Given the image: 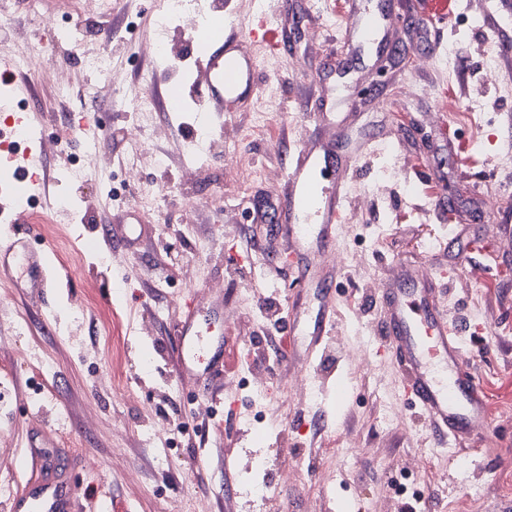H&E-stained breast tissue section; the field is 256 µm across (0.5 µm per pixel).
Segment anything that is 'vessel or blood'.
Instances as JSON below:
<instances>
[{
    "label": "vessel or blood",
    "instance_id": "b4317fda",
    "mask_svg": "<svg viewBox=\"0 0 512 512\" xmlns=\"http://www.w3.org/2000/svg\"><path fill=\"white\" fill-rule=\"evenodd\" d=\"M423 39L430 54L443 45V34L467 8L466 0H422ZM290 0H259L257 15L240 23L218 22L199 35L206 49L193 93L205 111L233 114L239 105L257 95L260 64L254 51L261 44L275 48L279 19L288 13ZM398 23L397 12L363 9L361 0H347V11L337 29L344 45L382 47L387 32ZM482 32L491 37L496 63L503 76H512V0H488L481 14ZM308 123L315 134L284 162L285 183L271 200L266 214L288 241L282 262L294 265L300 282L314 286L321 298L309 334V350L317 352L336 327L333 280L341 272L336 264V243L342 233V213L349 203V185L359 160L372 148L371 139L346 147L349 125L332 112H310ZM141 222L121 228L102 227L100 235L112 247L124 246L140 234ZM35 226L20 238L0 240V273L27 280L44 291L49 283L41 258L27 244ZM443 273L425 269L423 263L395 262L390 277L376 294L382 316L379 333L403 368L404 386L420 411L425 426L443 445L471 449L493 427L481 382L474 364L453 336L448 314L438 299ZM224 311V293L208 290L197 317L178 321L175 334L180 344L178 373L194 378L200 371L198 350L224 358V343L205 336L204 326ZM51 436L41 440L43 465L21 459L31 474L25 486L8 496L6 512H71L70 491L50 465Z\"/></svg>",
    "mask_w": 512,
    "mask_h": 512
}]
</instances>
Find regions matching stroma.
Instances as JSON below:
<instances>
[{
	"instance_id": "1",
	"label": "stroma",
	"mask_w": 512,
	"mask_h": 512,
	"mask_svg": "<svg viewBox=\"0 0 512 512\" xmlns=\"http://www.w3.org/2000/svg\"><path fill=\"white\" fill-rule=\"evenodd\" d=\"M114 7L87 12L85 0H47L30 11L14 0L0 13V53L20 55L45 47L31 87L9 97L0 88V120L17 111L30 115L38 134L34 150L51 176L48 193L27 190L33 206L51 221L46 267L53 286L39 302L0 274V498L22 488L28 477L21 458L29 455L32 413L41 412L56 431L60 447L76 461L68 479L78 512H280L290 498L292 512H369L382 499L387 512H399L404 493L422 494L428 512H457L464 484L483 491L482 512L512 500V232L492 233L472 221L460 236L445 241L450 217L464 211L481 183L499 190L512 185V79L488 81L484 58L492 50L480 29L479 12L456 20L445 39L455 49L454 68L443 56L432 67L412 65L423 43L419 0H394L404 16L387 56L367 51L353 57L340 82L351 111L359 118L353 137L374 136L373 154L349 190L346 225L339 255L362 253L359 266H346L335 286L337 328L315 360V398L295 390L297 367L287 360L288 337L268 344L270 328L255 309L261 294L273 291L287 304L297 300L292 271L274 260L264 225L249 224L244 210L257 190L277 193L284 183L264 179L281 170L296 145L304 117L297 105L308 86L305 65L313 57L340 53L336 24L346 0H308L311 17L288 24L285 50L261 55V93L249 111L231 119L200 112L191 85L204 50L188 46L173 29L179 55L159 61L134 57L130 43L151 38L160 0H113ZM51 15L80 29L79 42L50 46L35 21ZM112 57L109 72L81 66L85 55ZM71 73L68 95H60L55 73ZM157 85H175L182 109L144 112L127 101L118 112L112 100L133 94L142 72ZM470 112L463 123L436 116L439 98ZM271 113L267 131L254 126L256 111ZM99 127L104 145L91 149L82 135L61 139L60 130L79 116ZM206 124L211 132L207 157L198 160L190 130ZM147 133L146 147L161 160L146 167L143 179L157 192L143 202L134 186L108 189L99 173L119 165L130 151L127 130ZM403 141L388 139L389 127ZM233 153L241 174L224 178V155ZM83 180H67L72 163ZM199 165L197 181L184 170ZM444 173L447 193L429 180L395 178L394 166ZM382 195H370L372 185ZM209 194L217 207L185 208L187 195ZM131 210L149 219L137 245L112 249L97 241L101 226ZM205 252H198V244ZM80 261L66 267V255ZM432 257L456 270L440 302L448 323L476 364L494 421L478 447L469 451V470L449 464L446 448L436 446L417 409L401 389V371L383 350L378 333L380 308L374 283L399 259ZM224 284V311L232 325H212L228 349L250 350L257 361L223 376L211 390L181 379L175 369L174 325L215 282ZM368 347L369 372L355 374L344 352ZM424 451L430 472H408L405 462ZM296 479L281 486L283 469ZM331 482L318 479L321 471Z\"/></svg>"
}]
</instances>
